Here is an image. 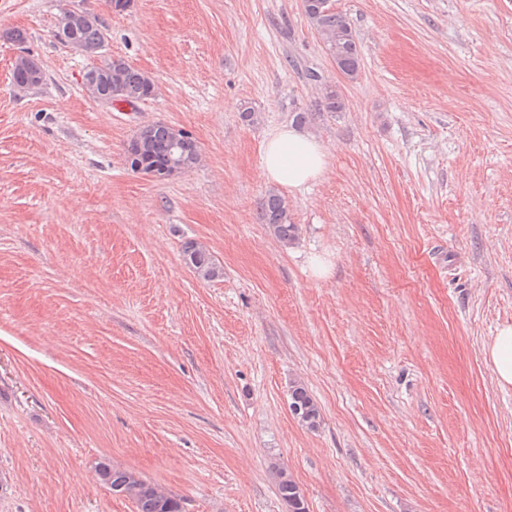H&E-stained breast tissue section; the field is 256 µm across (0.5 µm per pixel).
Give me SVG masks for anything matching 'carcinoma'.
I'll use <instances>...</instances> for the list:
<instances>
[{
  "label": "carcinoma",
  "instance_id": "1",
  "mask_svg": "<svg viewBox=\"0 0 512 512\" xmlns=\"http://www.w3.org/2000/svg\"><path fill=\"white\" fill-rule=\"evenodd\" d=\"M305 14L311 27L338 67L340 74L353 81L361 71L362 54L352 25L346 14L336 10L331 0H303ZM77 38L86 52L94 53L101 40V32L95 26L85 25L78 29ZM101 95H112V102L133 105L153 96L155 85L144 72L132 66L122 57L112 58V81L100 83ZM323 110L342 112L345 102L340 94L325 88ZM139 145L134 148V158L129 161L132 171L151 170L157 178L164 179L170 159H179L191 169L199 161V146L192 137L174 139L171 126L156 122L138 129ZM258 218L268 226L273 236L283 245L293 243L298 226L291 223L288 202L280 194L268 193L260 206ZM184 260L198 277L213 280L222 276V267L209 250L194 241L183 248ZM290 408L294 416L310 429L318 428L320 411L305 386L299 382L290 388ZM99 480L114 493H126L135 503L137 512H183L181 499L159 490L154 484L140 478L127 469H120L101 462L97 467ZM277 487L281 498L288 505V512H306L304 501L296 482L285 470L277 471Z\"/></svg>",
  "mask_w": 512,
  "mask_h": 512
}]
</instances>
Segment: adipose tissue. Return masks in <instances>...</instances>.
Returning a JSON list of instances; mask_svg holds the SVG:
<instances>
[{"label": "adipose tissue", "instance_id": "obj_1", "mask_svg": "<svg viewBox=\"0 0 512 512\" xmlns=\"http://www.w3.org/2000/svg\"><path fill=\"white\" fill-rule=\"evenodd\" d=\"M328 163L327 147L311 133L292 125L276 128L261 148V173L267 182L299 189L318 180ZM484 358L500 386L512 385V325L499 328L484 349Z\"/></svg>", "mask_w": 512, "mask_h": 512}]
</instances>
